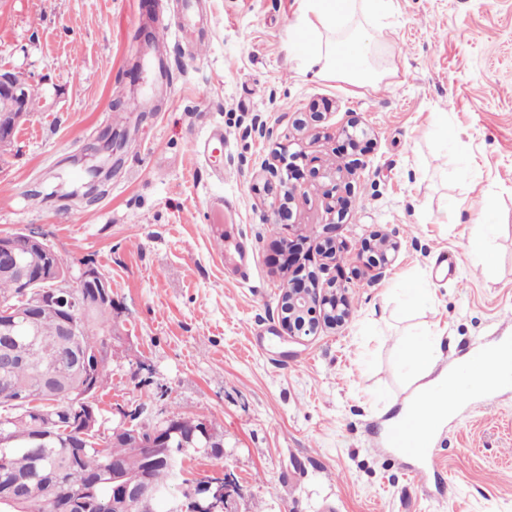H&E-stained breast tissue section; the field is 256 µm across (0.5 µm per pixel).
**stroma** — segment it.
<instances>
[{
  "label": "stroma",
  "mask_w": 512,
  "mask_h": 512,
  "mask_svg": "<svg viewBox=\"0 0 512 512\" xmlns=\"http://www.w3.org/2000/svg\"><path fill=\"white\" fill-rule=\"evenodd\" d=\"M184 2L0 0V68L33 93L0 159V234L35 230L107 275L105 426L121 407H144L148 424L174 410L206 417L224 446L188 452L186 465L197 481L234 473V512H512V382L448 418L422 480L385 440L409 394L398 367L409 336L440 334V370L512 339V0H393L382 21L364 18L384 74L374 87L305 69L288 38L302 0H197L200 30ZM160 20L170 28L152 51L169 65L166 87L139 64ZM351 116L364 131L355 148L341 132ZM216 128L223 156L197 152ZM106 129L124 143L105 193L73 197ZM356 152L368 167L331 210L322 172ZM274 153L273 175L262 164ZM213 194L253 249L247 281L224 276ZM482 223L494 228L485 262ZM376 231L400 249L373 282L357 255ZM330 237L345 261L313 252L304 269L344 284L352 316L292 340L276 245ZM443 253L453 266H438ZM415 283L429 284L431 306L409 302Z\"/></svg>",
  "instance_id": "obj_1"
}]
</instances>
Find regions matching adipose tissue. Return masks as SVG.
Returning a JSON list of instances; mask_svg holds the SVG:
<instances>
[{"mask_svg": "<svg viewBox=\"0 0 512 512\" xmlns=\"http://www.w3.org/2000/svg\"><path fill=\"white\" fill-rule=\"evenodd\" d=\"M391 0H303L301 12L289 35L304 46L303 64L321 75H339L358 84L374 85L379 71L369 64L375 47L356 15L377 19L387 13ZM440 342L414 339L405 344L400 362L412 385L409 409H416L430 392L447 391L451 375L433 376Z\"/></svg>", "mask_w": 512, "mask_h": 512, "instance_id": "1", "label": "adipose tissue"}]
</instances>
